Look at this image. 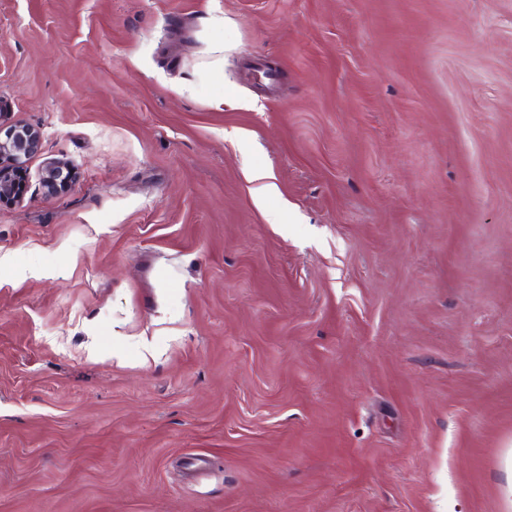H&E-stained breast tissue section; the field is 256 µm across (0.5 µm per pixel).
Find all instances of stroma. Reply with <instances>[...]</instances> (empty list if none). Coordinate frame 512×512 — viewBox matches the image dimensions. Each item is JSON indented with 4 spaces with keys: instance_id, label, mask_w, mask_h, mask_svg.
I'll return each mask as SVG.
<instances>
[{
    "instance_id": "obj_1",
    "label": "stroma",
    "mask_w": 512,
    "mask_h": 512,
    "mask_svg": "<svg viewBox=\"0 0 512 512\" xmlns=\"http://www.w3.org/2000/svg\"><path fill=\"white\" fill-rule=\"evenodd\" d=\"M19 125L0 512H512V0H0ZM69 170L66 165H56L47 170L43 179L47 195L56 194L68 186L71 182Z\"/></svg>"
}]
</instances>
